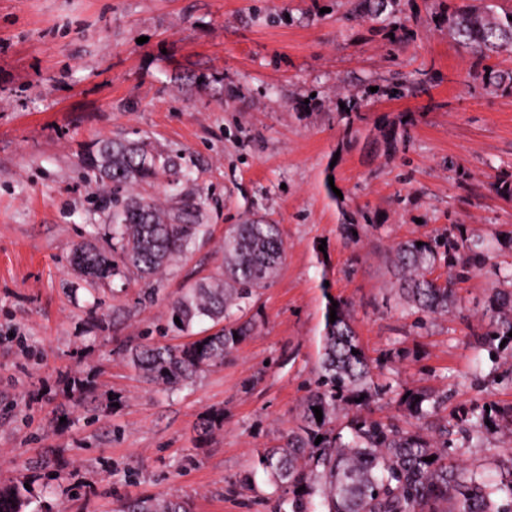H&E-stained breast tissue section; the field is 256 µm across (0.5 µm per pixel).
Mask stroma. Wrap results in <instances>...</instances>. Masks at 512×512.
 I'll use <instances>...</instances> for the list:
<instances>
[{
    "label": "stroma",
    "instance_id": "obj_1",
    "mask_svg": "<svg viewBox=\"0 0 512 512\" xmlns=\"http://www.w3.org/2000/svg\"><path fill=\"white\" fill-rule=\"evenodd\" d=\"M444 7L413 0L395 28L359 0H0V482L27 478L26 512L154 495L275 512L258 454L300 420L330 296L393 386L372 417L406 425L398 393L421 387L451 413L512 404V342L482 343L512 266V199L495 190L512 174V94L469 78ZM402 114L408 134L386 149ZM124 137L178 157L207 232L161 279L80 286L68 251L106 222L81 161ZM248 219L280 225L286 245L255 332L192 383H144L125 347L185 342L169 302L221 272L228 225ZM446 232L483 256L419 330L389 250ZM215 411L223 426L200 435ZM450 457L498 476L512 433L457 436Z\"/></svg>",
    "mask_w": 512,
    "mask_h": 512
}]
</instances>
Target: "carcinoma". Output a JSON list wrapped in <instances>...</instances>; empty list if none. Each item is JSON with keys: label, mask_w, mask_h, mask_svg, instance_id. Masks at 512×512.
<instances>
[{"label": "carcinoma", "mask_w": 512, "mask_h": 512, "mask_svg": "<svg viewBox=\"0 0 512 512\" xmlns=\"http://www.w3.org/2000/svg\"><path fill=\"white\" fill-rule=\"evenodd\" d=\"M447 21L448 31L475 59L468 76L490 92L512 93V71L485 64L493 56L512 53V9L498 10L496 0L452 3ZM82 165L87 176L109 187L98 201L109 221L105 244L79 242L71 248L73 270L85 282H105L122 268H133L145 278L158 275L186 257L205 232L201 203L178 192L187 174L174 157L148 142L105 139ZM161 175L174 190V206L161 209L152 198L131 193ZM477 248L450 233L392 247L397 292L419 314L418 324L448 313L455 302V281L479 256ZM285 253L280 225L252 220L230 225L224 235L222 274L184 289L168 308V321L183 333L206 320L220 329L180 345L145 336L125 349L130 363L164 389L182 386L223 365L252 332L248 312L253 299L275 279ZM439 266L448 270L444 285L432 278ZM488 308L492 330L484 345L490 348L512 331V270L492 289ZM336 315L332 323L325 314L320 374L308 387L299 424L280 445L263 449L259 457L264 472L283 490L281 504L288 505V512H314L317 498L324 512H512V466L500 473L499 480L490 481L448 461L451 429L481 434L512 431V405L488 411L475 404L431 429L430 419L439 416L448 396L417 389L399 400L412 419L408 428L365 414L371 399L391 392L392 386L374 380L346 303L338 302ZM354 350L358 354H352ZM315 407L322 409L320 422ZM340 416L345 422L338 425ZM319 436L323 440L317 444ZM32 494L20 480L1 483L0 512H25ZM118 512L190 508L181 499L157 496L123 503Z\"/></svg>", "instance_id": "1"}]
</instances>
